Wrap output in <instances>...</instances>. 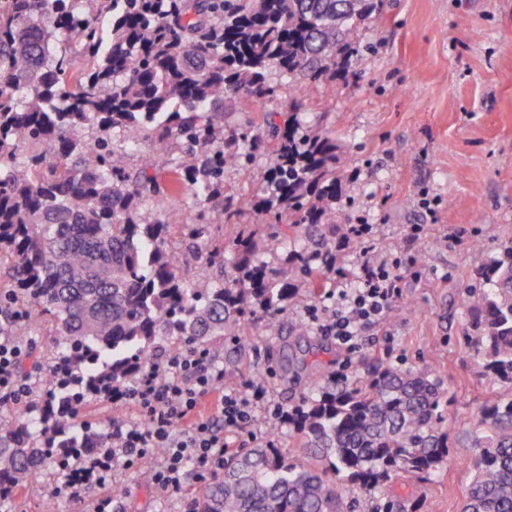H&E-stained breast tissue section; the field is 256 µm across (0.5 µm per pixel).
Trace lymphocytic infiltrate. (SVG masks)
Masks as SVG:
<instances>
[{
	"label": "lymphocytic infiltrate",
	"instance_id": "f902f5d3",
	"mask_svg": "<svg viewBox=\"0 0 512 512\" xmlns=\"http://www.w3.org/2000/svg\"><path fill=\"white\" fill-rule=\"evenodd\" d=\"M347 239L359 248L357 287L338 289L328 313L313 308L307 317L320 335L350 351L400 298L402 277L400 259L374 258L371 226L349 225ZM29 358L27 344L0 332L1 405L30 410L40 368ZM268 395L261 378L240 388L225 386L224 368L208 352L177 351L147 364L131 384L105 394L107 401L130 406L134 417L113 425L109 433L94 434L83 447L64 451L58 462L61 478L50 497L81 500L86 489L105 486L115 472L130 469L155 451L161 462L152 471L154 487L166 494L182 492L190 472L223 465L233 450L229 432L251 424Z\"/></svg>",
	"mask_w": 512,
	"mask_h": 512
}]
</instances>
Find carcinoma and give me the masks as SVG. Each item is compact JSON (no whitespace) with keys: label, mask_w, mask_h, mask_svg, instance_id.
Wrapping results in <instances>:
<instances>
[{"label":"carcinoma","mask_w":512,"mask_h":512,"mask_svg":"<svg viewBox=\"0 0 512 512\" xmlns=\"http://www.w3.org/2000/svg\"><path fill=\"white\" fill-rule=\"evenodd\" d=\"M382 2L0 0V329L24 337L49 320L61 347L44 400L56 423L35 444L25 420L0 422V484L22 482L46 448L80 447L70 414L165 347L241 341L257 318L278 336L289 302L321 298L351 223L342 144L303 119L300 96L259 121L231 122L226 103H268L273 70L300 89L334 85ZM144 143L132 173L128 148ZM175 149L162 179L157 155ZM261 151L264 180L221 213L248 211L268 233L236 224L213 242L224 173ZM181 193L190 205L172 221L165 202ZM288 238L299 246L275 253ZM477 278L466 339L484 376L512 388V243ZM288 370L316 388L288 409L298 456L268 444L224 457L193 512H354L376 491L374 512H417L421 496L389 483H427L449 461L439 378L387 362L353 379L302 358ZM466 437L478 454L461 512H512V395L486 399Z\"/></svg>","instance_id":"cac0c4a2"}]
</instances>
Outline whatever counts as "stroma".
<instances>
[{
  "mask_svg": "<svg viewBox=\"0 0 512 512\" xmlns=\"http://www.w3.org/2000/svg\"><path fill=\"white\" fill-rule=\"evenodd\" d=\"M359 41L366 50L347 84L301 95L308 117L343 143L352 218L372 224L380 258L402 259V296L351 352L307 328L313 303L303 297L283 311L281 335L254 323L246 345L224 341L216 357L240 382L264 373L271 404L283 407L313 393L283 375L284 354L342 365L349 376L379 359L436 374L454 395L443 410L450 460L428 483L421 512H458L470 481L463 461L475 454L463 426L484 400L508 392L483 376L463 326L477 271L512 240V0H383ZM158 461L116 475L112 495L125 512H191L197 476L184 494L138 481ZM57 479L53 457H42L0 512H79L51 502Z\"/></svg>",
  "mask_w": 512,
  "mask_h": 512,
  "instance_id": "stroma-1",
  "label": "stroma"
}]
</instances>
